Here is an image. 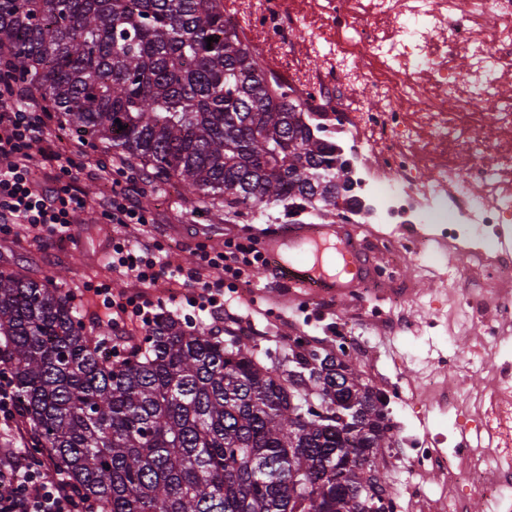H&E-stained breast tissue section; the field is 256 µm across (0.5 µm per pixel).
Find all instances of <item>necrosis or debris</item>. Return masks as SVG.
<instances>
[{"instance_id":"4bbe7bcc","label":"necrosis or debris","mask_w":512,"mask_h":512,"mask_svg":"<svg viewBox=\"0 0 512 512\" xmlns=\"http://www.w3.org/2000/svg\"><path fill=\"white\" fill-rule=\"evenodd\" d=\"M224 20L258 56L265 41L301 26L304 17L285 0H260L250 20L235 11ZM317 37L334 62L299 84L302 110L332 133L350 162L362 213L373 223L404 227L402 239L366 242L367 252L383 255L377 280H391L395 253L476 239L471 259L482 298H462L459 306L477 325L484 349L499 351L508 341L502 323L512 318V100L500 94L512 79V0H333ZM461 53L472 61L464 80L455 70ZM361 79L381 107L367 110L345 97V86ZM429 88L442 98L412 111L390 104L395 97L415 101ZM445 98L456 100L459 112L448 113ZM491 147L498 162L487 169L480 158ZM372 153L379 157L374 166L367 163ZM477 182L479 194L472 190ZM418 224L440 230L419 236ZM472 405L475 427L492 447L463 439L446 452L429 439L414 440V470L437 474L445 493L433 499L412 484L408 512H468L473 496L512 512L511 362L493 363Z\"/></svg>"}]
</instances>
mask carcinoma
Returning <instances> with one entry per match:
<instances>
[{
  "instance_id": "obj_1",
  "label": "carcinoma",
  "mask_w": 512,
  "mask_h": 512,
  "mask_svg": "<svg viewBox=\"0 0 512 512\" xmlns=\"http://www.w3.org/2000/svg\"><path fill=\"white\" fill-rule=\"evenodd\" d=\"M1 54L74 131L200 205L336 209L345 159L221 0H0ZM0 336L31 448L92 512H374L394 496L387 399L310 341L267 364L249 336L161 313L114 361L54 279L3 272Z\"/></svg>"
}]
</instances>
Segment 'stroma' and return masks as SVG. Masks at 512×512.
Listing matches in <instances>:
<instances>
[{
    "instance_id": "obj_1",
    "label": "stroma",
    "mask_w": 512,
    "mask_h": 512,
    "mask_svg": "<svg viewBox=\"0 0 512 512\" xmlns=\"http://www.w3.org/2000/svg\"><path fill=\"white\" fill-rule=\"evenodd\" d=\"M287 62L307 72L327 65L324 53L312 47L298 28L289 30L281 42L271 44L262 64L272 77ZM59 134L63 163L86 194L89 206L72 225L69 241L61 243L49 236L35 240L23 231L15 237L0 236V270L15 269L37 281L53 278L87 329L105 340L130 346L141 345L147 327L138 322L127 327L111 326L101 298L88 292V285L109 288L117 297L137 298L153 316L167 312L218 333L227 328L247 331L260 352L282 347L289 336L312 337L330 350L337 329H347L374 358V366L366 368L365 373L375 387L403 380L418 390L414 400H392L387 405L396 454L395 461L385 466L389 484L401 494L416 482L430 492H438L435 475L419 477L408 463L410 437L429 436L443 449L457 437L452 414L432 402L429 383L450 381L466 395L487 377L483 371L436 370L439 357L454 352L468 355L477 344L478 330L456 300L457 289L466 285L462 271L470 258L465 251L451 247L399 265L398 282L411 293L410 300L403 303L394 302L395 284L390 282L371 291L359 290L346 302L280 301L273 295L272 277L260 271L240 283L231 308H206L197 297V289L191 286L147 289L133 278L113 273L109 264L112 239H155L163 245L173 266L190 268L199 247L223 250L225 241L236 239L238 226L252 223V215L236 216L224 207L199 206L179 186L149 182L137 166L104 149L100 142L77 139L64 125ZM116 181L138 184L147 225L134 224L121 231L113 227L99 200L111 193Z\"/></svg>"
}]
</instances>
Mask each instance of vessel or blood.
Listing matches in <instances>:
<instances>
[{"label":"vessel or blood","instance_id":"1","mask_svg":"<svg viewBox=\"0 0 512 512\" xmlns=\"http://www.w3.org/2000/svg\"><path fill=\"white\" fill-rule=\"evenodd\" d=\"M242 234L258 242L269 269L296 299L351 298L372 270L349 224L248 226Z\"/></svg>","mask_w":512,"mask_h":512}]
</instances>
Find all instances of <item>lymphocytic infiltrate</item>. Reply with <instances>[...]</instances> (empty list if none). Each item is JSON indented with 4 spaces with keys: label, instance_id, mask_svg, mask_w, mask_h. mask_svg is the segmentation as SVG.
I'll return each mask as SVG.
<instances>
[{
    "label": "lymphocytic infiltrate",
    "instance_id": "1",
    "mask_svg": "<svg viewBox=\"0 0 512 512\" xmlns=\"http://www.w3.org/2000/svg\"><path fill=\"white\" fill-rule=\"evenodd\" d=\"M54 116L32 111L20 102L13 87L0 88V233L10 234L22 226L36 237L51 236L59 241L69 238V227L83 212L87 200L75 182L46 185L42 177L59 168L62 156L52 133ZM140 189L131 183L113 190L108 201L113 223L125 228L147 223L139 201ZM197 266L187 275L201 290L203 302L214 304L225 290L249 277L259 264L249 249L234 252L200 250ZM220 268L224 277L209 280L203 272ZM112 269L131 275L144 286L153 288L176 280L172 269L155 241L131 249L123 243L112 246ZM31 450L25 436H18L16 446L0 448V512H90L72 490L68 480L50 467L30 462Z\"/></svg>",
    "mask_w": 512,
    "mask_h": 512
}]
</instances>
